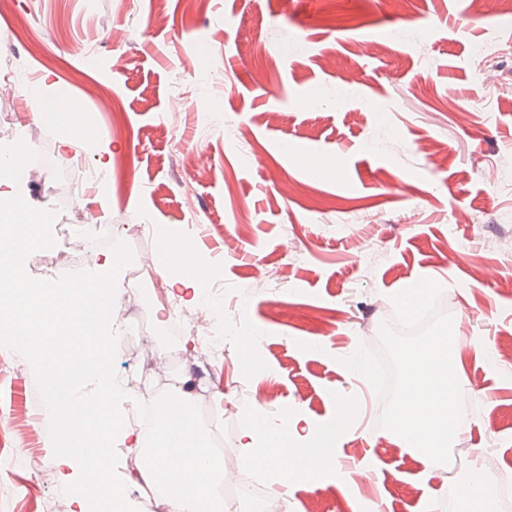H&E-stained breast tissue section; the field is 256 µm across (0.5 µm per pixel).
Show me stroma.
Wrapping results in <instances>:
<instances>
[{"mask_svg": "<svg viewBox=\"0 0 512 512\" xmlns=\"http://www.w3.org/2000/svg\"><path fill=\"white\" fill-rule=\"evenodd\" d=\"M480 0H13L0 13V80L35 73L0 97V139L39 170L40 183L0 182L74 224L86 210L121 235L149 216L161 236L194 239L219 269L228 320L214 381L191 392L212 414L240 471L261 478L241 450L250 398L274 389L273 420L292 415L322 427L353 410L333 444L334 465L308 481L269 485L283 512H459L475 492L470 466L447 481L387 429L376 427L375 392L344 364L364 326L391 322L393 295L431 279L448 314L464 312L460 335L472 403L456 442L512 473V13H480ZM388 40L361 51L360 41ZM480 43L495 53L476 54ZM51 121H34L36 102ZM70 148H63V141ZM440 150L434 168L419 144ZM206 154L209 175L191 178L185 156ZM377 211L379 222L366 221ZM224 225L226 237L213 224ZM270 285L252 287L256 270ZM138 316L116 375L129 399L141 389H178L184 366L168 322L171 299L190 290L144 271ZM250 338L263 376L243 369ZM490 354L475 359L473 345ZM38 429L46 464L44 504L63 512L50 417L30 362L14 355L0 372V413ZM369 469L377 479L354 483Z\"/></svg>", "mask_w": 512, "mask_h": 512, "instance_id": "35a3bbf8", "label": "stroma"}]
</instances>
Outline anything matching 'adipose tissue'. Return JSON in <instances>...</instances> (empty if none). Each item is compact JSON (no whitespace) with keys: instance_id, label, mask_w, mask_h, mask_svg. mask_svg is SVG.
<instances>
[{"instance_id":"1","label":"adipose tissue","mask_w":512,"mask_h":512,"mask_svg":"<svg viewBox=\"0 0 512 512\" xmlns=\"http://www.w3.org/2000/svg\"><path fill=\"white\" fill-rule=\"evenodd\" d=\"M192 397L184 395L180 408L165 404L155 407V448L160 457L177 454L182 460L178 471H168L160 457L148 461L142 471L144 481L163 488L169 512H228L223 497L216 494L212 481L219 473L203 433L191 415ZM340 433L336 424L309 430L298 437L289 425L270 424L262 413H255L243 429L245 456L256 467L268 472L277 484L285 485L298 478H308L329 465L331 444ZM285 448L298 455L302 463L292 470L282 469L275 456Z\"/></svg>"}]
</instances>
